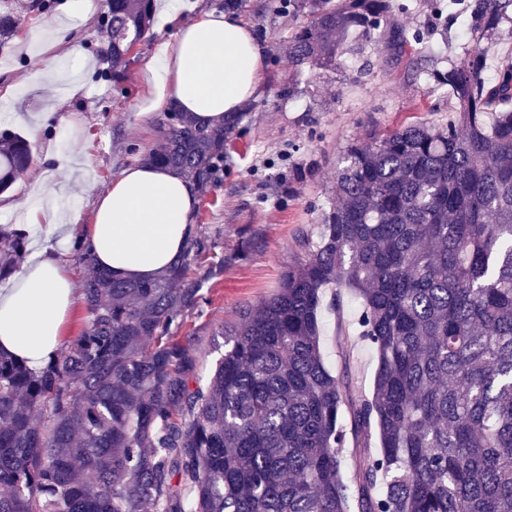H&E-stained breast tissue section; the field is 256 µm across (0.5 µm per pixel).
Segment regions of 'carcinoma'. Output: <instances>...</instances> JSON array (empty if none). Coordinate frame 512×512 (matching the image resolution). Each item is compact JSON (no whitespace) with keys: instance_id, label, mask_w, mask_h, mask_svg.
Listing matches in <instances>:
<instances>
[{"instance_id":"obj_1","label":"carcinoma","mask_w":512,"mask_h":512,"mask_svg":"<svg viewBox=\"0 0 512 512\" xmlns=\"http://www.w3.org/2000/svg\"><path fill=\"white\" fill-rule=\"evenodd\" d=\"M153 0H108L107 55L126 69ZM309 22L288 40L297 70L334 69L372 40L389 0H283ZM512 0H473L470 45L431 78L457 100L446 125L369 131L345 166L317 236L275 295L221 329L224 354L198 384L194 338L212 250L193 237L148 281L88 272L86 324L34 373L0 355V512H512V63L486 80ZM18 19L0 14V41ZM166 115L145 160L200 188L218 181L236 125ZM29 143L0 135V191ZM0 282L25 252L0 227ZM360 301L375 358L370 391L332 374L320 347L324 289ZM355 458L341 478L343 449Z\"/></svg>"}]
</instances>
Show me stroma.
Instances as JSON below:
<instances>
[{"instance_id":"1","label":"stroma","mask_w":512,"mask_h":512,"mask_svg":"<svg viewBox=\"0 0 512 512\" xmlns=\"http://www.w3.org/2000/svg\"><path fill=\"white\" fill-rule=\"evenodd\" d=\"M410 2V10L391 14L377 44L341 58L335 69L301 72L289 63L286 46L305 17L281 12L279 0H248L240 12L266 47L264 76L239 111L224 172L202 192L195 215L193 232L212 242L206 261L217 270L202 290L199 309L181 318L177 333L195 338L200 380L209 378L224 351L222 326L234 323L242 307L274 294L284 270L300 256L298 237L320 224L346 147L366 130L444 123L454 110L447 87L425 75L447 68L466 31L433 19L432 0ZM223 5L224 0H156L149 33L130 54L127 71L115 77L102 59L109 41L101 21L106 0H93L92 19L62 42L54 39L55 11L42 8L41 0H0V9L10 8L20 22L11 41L0 43V131L30 137L32 151L62 158L49 170L24 171L0 194V225H22L20 212L8 203L36 195L42 180L65 188L49 209L90 215L99 192L161 140L164 113L135 110L144 67L158 55L173 22ZM75 43L89 67L82 91L59 107L76 113L78 123L72 128L57 122L31 137V120L55 105L61 88L56 75L71 69ZM335 297L341 301L337 309L331 305ZM324 298L321 348L327 365L333 374L348 370L356 381H369L374 358L358 338L357 298L349 289L331 287ZM348 348L354 359L347 366L342 352Z\"/></svg>"}]
</instances>
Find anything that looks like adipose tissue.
Segmentation results:
<instances>
[{
	"instance_id": "adipose-tissue-1",
	"label": "adipose tissue",
	"mask_w": 512,
	"mask_h": 512,
	"mask_svg": "<svg viewBox=\"0 0 512 512\" xmlns=\"http://www.w3.org/2000/svg\"><path fill=\"white\" fill-rule=\"evenodd\" d=\"M264 49L242 20L202 12L170 34L144 70L136 102L142 113L177 106L200 120L222 122L251 98L261 81ZM194 186L153 164L124 168L98 196L90 224L80 211L60 216L17 202L40 241L14 288L0 290V354L37 370L60 347L80 299L60 242L81 236L102 268L128 280H148L183 255L197 209Z\"/></svg>"
}]
</instances>
